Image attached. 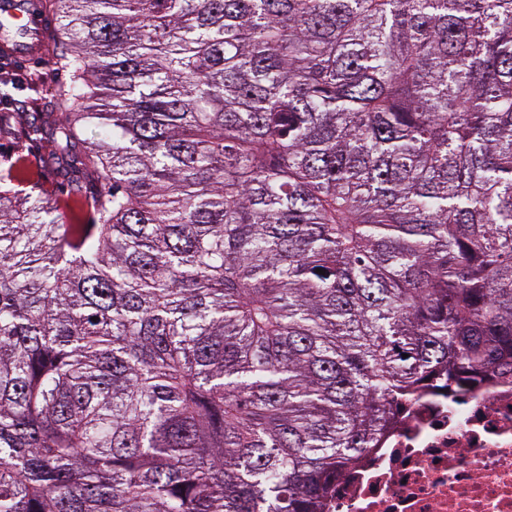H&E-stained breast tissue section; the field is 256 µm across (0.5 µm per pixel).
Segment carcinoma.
Returning <instances> with one entry per match:
<instances>
[{"label": "carcinoma", "mask_w": 512, "mask_h": 512, "mask_svg": "<svg viewBox=\"0 0 512 512\" xmlns=\"http://www.w3.org/2000/svg\"><path fill=\"white\" fill-rule=\"evenodd\" d=\"M45 8L0 512H325L419 390L512 382V0Z\"/></svg>", "instance_id": "carcinoma-1"}]
</instances>
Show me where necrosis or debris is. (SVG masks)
Here are the masks:
<instances>
[{
    "mask_svg": "<svg viewBox=\"0 0 512 512\" xmlns=\"http://www.w3.org/2000/svg\"><path fill=\"white\" fill-rule=\"evenodd\" d=\"M327 512H512V385L427 391L338 478Z\"/></svg>",
    "mask_w": 512,
    "mask_h": 512,
    "instance_id": "necrosis-or-debris-1",
    "label": "necrosis or debris"
}]
</instances>
